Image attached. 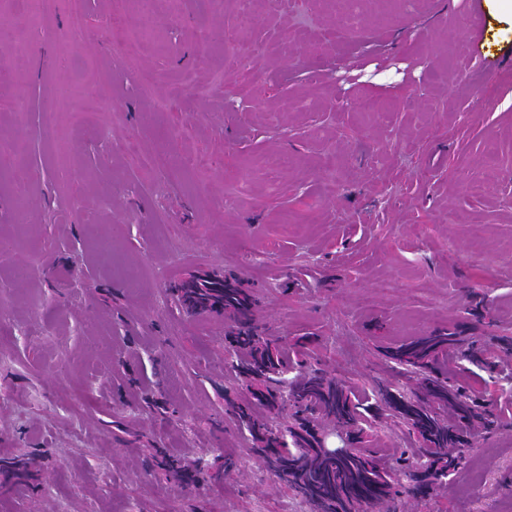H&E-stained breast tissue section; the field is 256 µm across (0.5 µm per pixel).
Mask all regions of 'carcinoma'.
Masks as SVG:
<instances>
[{"label":"carcinoma","instance_id":"carcinoma-1","mask_svg":"<svg viewBox=\"0 0 512 512\" xmlns=\"http://www.w3.org/2000/svg\"><path fill=\"white\" fill-rule=\"evenodd\" d=\"M177 291L196 317L224 311L236 319L225 340L235 352L232 368L248 396L226 394L224 401L249 434L247 460L273 473L311 512H357L365 496L378 503L401 495L426 496L461 464L463 454L450 456L446 449L468 445L472 421H482L489 430L512 422L485 398L482 388L458 385L448 377L450 358L460 373L468 372V363L491 368L479 336H463L454 327L392 343L385 350L394 363L391 377L361 383L307 366L310 353L304 345L288 351L260 336L261 327L252 318L253 295L236 280L191 279ZM289 370L296 375L284 402L278 375ZM413 382L414 403L406 410L396 403L385 413L387 395ZM382 414L409 427L419 439V447L403 451V464L396 471L386 466L383 449L377 447L374 419ZM328 419L348 435L351 451L341 457L317 448L315 431Z\"/></svg>","mask_w":512,"mask_h":512}]
</instances>
